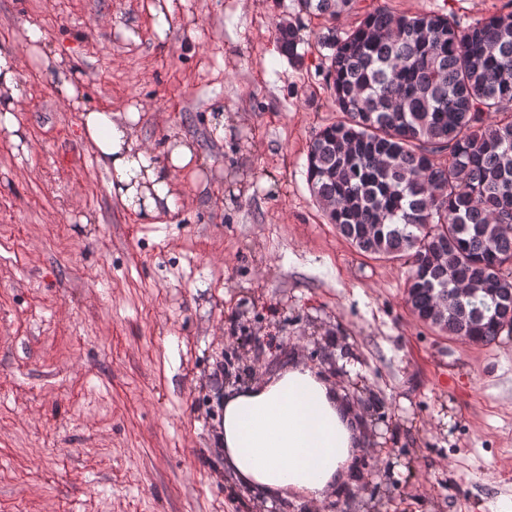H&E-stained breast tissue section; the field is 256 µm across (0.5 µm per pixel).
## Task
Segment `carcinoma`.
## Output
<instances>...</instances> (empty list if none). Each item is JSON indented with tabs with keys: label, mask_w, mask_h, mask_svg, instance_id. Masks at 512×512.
Masks as SVG:
<instances>
[{
	"label": "carcinoma",
	"mask_w": 512,
	"mask_h": 512,
	"mask_svg": "<svg viewBox=\"0 0 512 512\" xmlns=\"http://www.w3.org/2000/svg\"><path fill=\"white\" fill-rule=\"evenodd\" d=\"M359 0H294L334 20ZM301 27L275 36L297 65ZM341 117L307 149L310 192L360 253L408 267L405 301L443 336L512 334V10L365 11L319 37Z\"/></svg>",
	"instance_id": "obj_1"
}]
</instances>
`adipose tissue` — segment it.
<instances>
[{
	"mask_svg": "<svg viewBox=\"0 0 512 512\" xmlns=\"http://www.w3.org/2000/svg\"><path fill=\"white\" fill-rule=\"evenodd\" d=\"M37 61L52 70L61 99L79 109L82 135L110 176L109 192L144 224L173 210L171 177L197 165L194 146L184 137H170L165 161H157L135 132L139 107H127L118 119L83 107L74 66L45 52ZM21 99L18 62L0 53V128L17 145L24 138ZM220 442L225 469L254 497L291 489L319 501L346 475L358 434L330 383L310 369L290 366L264 383L226 395Z\"/></svg>",
	"mask_w": 512,
	"mask_h": 512,
	"instance_id": "obj_1",
	"label": "adipose tissue"
}]
</instances>
